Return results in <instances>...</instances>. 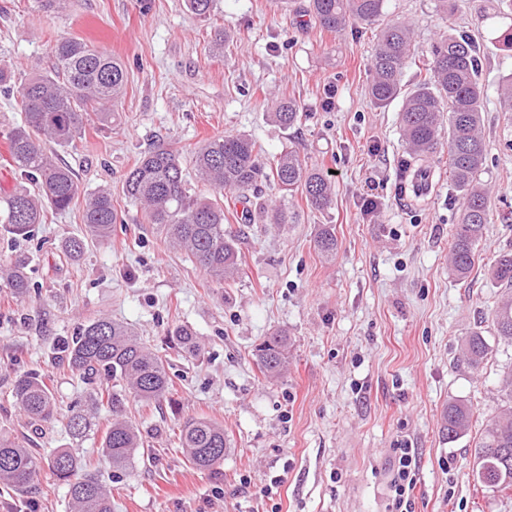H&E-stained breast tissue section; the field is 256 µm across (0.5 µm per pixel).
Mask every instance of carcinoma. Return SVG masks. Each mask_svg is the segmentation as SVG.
Masks as SVG:
<instances>
[{
    "label": "carcinoma",
    "mask_w": 512,
    "mask_h": 512,
    "mask_svg": "<svg viewBox=\"0 0 512 512\" xmlns=\"http://www.w3.org/2000/svg\"><path fill=\"white\" fill-rule=\"evenodd\" d=\"M386 0H308L307 15L319 28L337 34L358 24L373 25L385 15ZM190 12L208 18L216 0H186ZM414 34L405 20H390L381 28L370 66L368 95L377 108L401 100L400 130L413 159L424 162L416 176L430 179L425 166L436 152L443 131H448V155L453 186L462 200L449 252V271L460 282L467 280L475 263V248L488 223L487 185L482 174L488 149L482 131L484 86L479 45L465 34L450 33L432 46L426 76L410 91L402 90L405 65L412 55ZM52 69L31 78L20 88L21 124L3 133L8 144L9 165L36 186H24L0 196V224L16 238H28L33 227L44 223V206L57 211L70 207L79 193L72 171L53 160L45 142L58 147L74 145L81 134L85 105L101 107L98 120L107 122L108 105L124 91L126 74L122 64L106 52L84 41L62 39L52 48ZM274 120L284 128L299 123L303 110L297 101L277 103ZM193 165L199 180L219 194L234 189L252 194L254 211L262 224H288L287 209L261 200L262 184L274 181L293 196L304 194L311 207L324 210L333 200L334 188L327 175L308 166L289 151L262 162L253 139L246 134H228L208 140L196 152ZM126 196L139 205L144 221L161 230L168 244L184 250L213 281L221 283L238 272L240 253L224 227V206L217 200L192 192L180 153L159 143L141 153L123 184ZM90 235L106 241L117 223L112 195L105 189L87 194L83 215ZM320 254L336 253L334 228L324 224L315 238ZM27 258L19 256L0 270V288L17 299L30 290ZM490 280L502 288L494 309L497 336L512 342V250L499 255L489 268ZM175 341L189 355L200 353L201 344L187 328L174 332ZM68 368L93 382L112 379V422L104 433L102 451L112 468L125 470L143 446L138 429L127 416L130 401L159 402L169 394L166 361L127 325L99 317L84 325L76 335L60 342ZM490 346L474 332L463 344L458 361L477 370L487 359ZM262 373L281 375L288 366V334L277 332L257 349ZM12 393L19 409L33 422H50L57 415L55 395L35 373L15 377ZM448 441L468 433L470 406L456 400L445 411ZM70 433L81 436L90 428L87 414L72 411ZM180 442L189 463L198 470H211L224 462L227 443L224 426L206 419L186 421ZM42 460L31 448L0 432V483L17 489L28 487ZM48 466L67 482L73 512H112L110 489L98 476L80 464L71 448H59ZM473 476L493 491H512V406L489 422L474 448Z\"/></svg>",
    "instance_id": "obj_1"
}]
</instances>
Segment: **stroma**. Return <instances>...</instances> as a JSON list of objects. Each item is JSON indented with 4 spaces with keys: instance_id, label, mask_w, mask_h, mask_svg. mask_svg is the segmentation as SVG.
Segmentation results:
<instances>
[{
    "instance_id": "1",
    "label": "stroma",
    "mask_w": 512,
    "mask_h": 512,
    "mask_svg": "<svg viewBox=\"0 0 512 512\" xmlns=\"http://www.w3.org/2000/svg\"><path fill=\"white\" fill-rule=\"evenodd\" d=\"M307 0H219L211 19L185 0H64L45 10L36 0H0V59L18 78L51 68V46L76 38L118 58L127 73L112 123L88 114L73 147L57 150L81 194L63 212L47 210L31 238L0 232V261L28 255L31 292L23 300L0 288V432L49 458L74 449L112 489V512H390L394 451L420 458L414 512H512V492H494L472 475L474 445L490 415L512 405L500 390L512 371V343L495 334L498 287L488 270L512 249V112L498 102L512 76V50L499 35L512 13H488L487 0H387L386 19L414 29L415 62L402 76L412 89L426 74L427 50L447 32L472 35L486 85L483 132L488 161L489 222L467 281H456L448 253L460 200L448 178V146L431 159L436 186L427 205L410 207L398 193L409 154L399 106L379 109L367 96L376 26L338 35L315 27ZM295 98L301 123L283 128L271 101ZM16 96L0 95V190L22 185L8 164L3 131L20 124ZM250 135L265 161L294 151L331 173L335 197L317 211L304 195L284 200L275 183L266 202L288 203L292 224L247 221L241 194L227 190L225 224L238 240L233 281L211 282L194 260L145 224L123 193L126 172L149 144L164 141L191 160L208 139ZM109 189L118 215L106 242L88 240L77 260L69 238H86L83 196ZM379 207L363 216L362 197ZM333 225L337 249L323 257L314 237ZM105 315L134 327L168 363L171 398L130 403L145 455L114 470L101 441L112 418L101 408L88 436L67 422L94 387L67 369L63 338ZM190 328L202 345L186 356L169 333ZM275 330L288 334L290 363L275 380L259 369L255 348ZM482 331L492 347L476 371L460 366L464 338ZM45 377L58 401L50 427L29 425L10 386L20 372ZM471 407L468 435L449 441L444 410ZM224 426L227 452L212 471L193 468L179 448L187 419ZM280 478L276 494L259 490ZM36 500L40 512H70L66 486L41 466L30 488L0 486V512Z\"/></svg>"
}]
</instances>
